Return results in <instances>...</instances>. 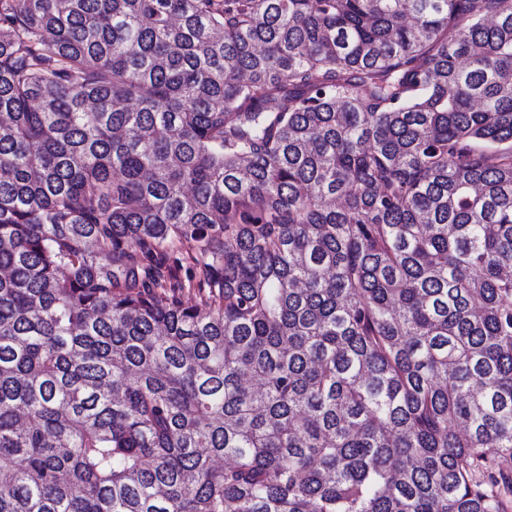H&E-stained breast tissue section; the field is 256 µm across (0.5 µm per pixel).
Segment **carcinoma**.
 <instances>
[{
	"label": "carcinoma",
	"instance_id": "carcinoma-1",
	"mask_svg": "<svg viewBox=\"0 0 512 512\" xmlns=\"http://www.w3.org/2000/svg\"><path fill=\"white\" fill-rule=\"evenodd\" d=\"M511 496L512 0H0V512Z\"/></svg>",
	"mask_w": 512,
	"mask_h": 512
}]
</instances>
